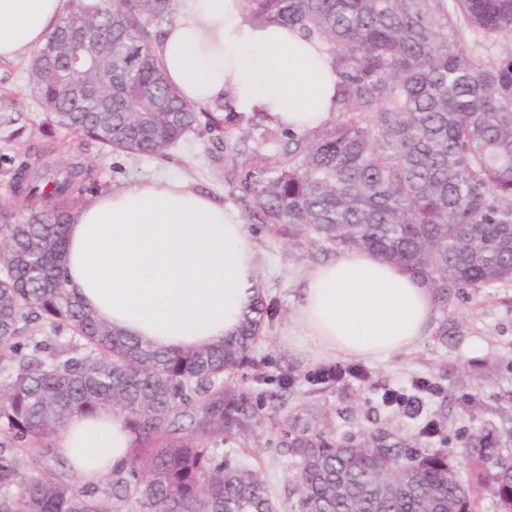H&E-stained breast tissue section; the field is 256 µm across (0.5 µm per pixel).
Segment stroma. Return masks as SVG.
I'll list each match as a JSON object with an SVG mask.
<instances>
[{
  "label": "stroma",
  "mask_w": 512,
  "mask_h": 512,
  "mask_svg": "<svg viewBox=\"0 0 512 512\" xmlns=\"http://www.w3.org/2000/svg\"><path fill=\"white\" fill-rule=\"evenodd\" d=\"M28 65L25 57L0 63V195L8 192L10 172L24 155L48 149L59 163L92 159L100 191L160 180L204 191L247 216L230 181L240 144L257 158L270 154L267 135L276 125L268 115L256 112L218 130L200 124L164 155L136 156L100 148L52 124L30 92ZM247 232L260 257V293L273 309L250 356L260 373L288 375L290 385L281 401L262 404L261 421L236 449L265 477L278 512H295L299 461L288 451L290 436L321 432L360 440L382 429L419 442L417 421L380 403L385 390L403 389L415 380L442 386L425 411L439 422L451 446H462L464 431L489 429L497 454L512 458V281L464 290L447 303H436L437 321L453 322L460 330L452 341L430 335L412 351L385 361L313 362L288 350L281 337L299 300V279L329 260V253L272 235L259 224L248 225ZM330 368L341 371V379L320 380Z\"/></svg>",
  "instance_id": "1"
}]
</instances>
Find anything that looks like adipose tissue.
Wrapping results in <instances>:
<instances>
[{
	"label": "adipose tissue",
	"mask_w": 512,
	"mask_h": 512,
	"mask_svg": "<svg viewBox=\"0 0 512 512\" xmlns=\"http://www.w3.org/2000/svg\"><path fill=\"white\" fill-rule=\"evenodd\" d=\"M67 0H0V62L40 47ZM244 0H177L154 52L185 100L231 97L303 133L333 116L339 77L325 46L292 28L253 26ZM259 260L236 209L161 181L91 197L68 228L65 280L96 316L164 349L234 335L258 295ZM284 344L315 362L386 360L434 327L432 294L397 265L359 251L318 264L298 284ZM123 417L75 416L55 440L74 475L101 481L129 452Z\"/></svg>",
	"instance_id": "1"
}]
</instances>
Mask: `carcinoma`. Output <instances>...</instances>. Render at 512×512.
Returning a JSON list of instances; mask_svg holds the SVG:
<instances>
[{
	"label": "carcinoma",
	"mask_w": 512,
	"mask_h": 512,
	"mask_svg": "<svg viewBox=\"0 0 512 512\" xmlns=\"http://www.w3.org/2000/svg\"><path fill=\"white\" fill-rule=\"evenodd\" d=\"M251 24L278 23L322 42L340 77L337 117L283 131L268 163L244 160L235 181L250 217L327 250H361L400 265L441 302L464 288L512 281V57L467 50L459 21L512 38V0H245ZM176 0H71L29 67L33 96L76 137L161 155L216 112L180 99L154 55L152 28ZM98 25L112 33L99 63L76 74L71 46ZM104 90L101 100L81 86ZM93 165L38 154L14 168L0 225V512H270L269 487L234 451L259 407L236 380L262 317L194 350H162L99 320L61 275L66 231ZM69 344L45 351L36 323ZM118 409L134 435L106 485L83 483L54 454L74 415ZM494 434L473 431L456 451L405 439L362 442L298 435L299 512H478L491 490L512 512V465L486 475Z\"/></svg>",
	"instance_id": "obj_1"
}]
</instances>
